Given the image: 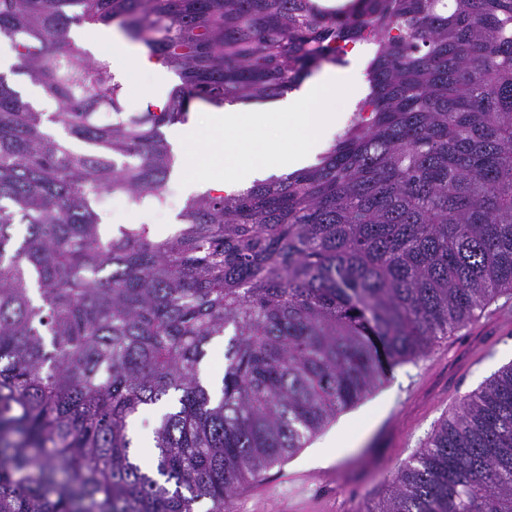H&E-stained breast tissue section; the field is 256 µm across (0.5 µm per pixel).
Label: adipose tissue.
<instances>
[{
	"instance_id": "1",
	"label": "adipose tissue",
	"mask_w": 512,
	"mask_h": 512,
	"mask_svg": "<svg viewBox=\"0 0 512 512\" xmlns=\"http://www.w3.org/2000/svg\"><path fill=\"white\" fill-rule=\"evenodd\" d=\"M363 89L355 68L328 67L305 81L301 90L274 101L240 107L226 104L207 108L206 121L188 119L176 124L177 147H198L183 171L186 190L206 182L232 192L275 171L293 172L314 164L336 138V111L349 109ZM283 134L287 151L268 137Z\"/></svg>"
}]
</instances>
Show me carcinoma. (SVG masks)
I'll use <instances>...</instances> for the list:
<instances>
[{
	"label": "carcinoma",
	"mask_w": 512,
	"mask_h": 512,
	"mask_svg": "<svg viewBox=\"0 0 512 512\" xmlns=\"http://www.w3.org/2000/svg\"><path fill=\"white\" fill-rule=\"evenodd\" d=\"M82 24L179 77L163 108L125 111ZM2 37L55 110L0 75V512H234L384 365L512 294V0H0ZM363 44L369 92L317 165L191 195L165 237L102 231L114 197L166 206L162 128L192 102L281 96ZM172 392L145 462L129 421ZM365 512H512V363ZM112 30L119 32L114 26L100 27V26H79L73 27L72 37L76 43L83 49L88 50L94 58H108L112 61L113 44L109 39H102L93 43H88L82 39V35L91 31H100L105 34L112 33ZM221 376L224 373V340L215 341L209 346L207 355L201 365V379L205 384L206 374Z\"/></svg>",
	"instance_id": "1"
}]
</instances>
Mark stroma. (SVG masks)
Here are the masks:
<instances>
[{
    "label": "stroma",
    "mask_w": 512,
    "mask_h": 512,
    "mask_svg": "<svg viewBox=\"0 0 512 512\" xmlns=\"http://www.w3.org/2000/svg\"><path fill=\"white\" fill-rule=\"evenodd\" d=\"M187 194L181 178L169 187L168 204L161 210L128 214L122 209L106 212L104 227L144 222L171 232ZM488 312L458 332L441 337L425 355L393 367L383 387L384 400L371 410L372 425L361 444H352L346 434H336L343 455L330 465L336 478V491L351 506H366L368 498L378 497L386 478L412 456L421 442L447 415L451 399H463L479 389L502 366L511 362L512 334L489 338L490 343L478 362H471L472 346L482 337ZM309 473V466L291 458L272 467L263 478L265 496L253 497L248 491L235 496L236 512H289L301 500L300 493L278 480L280 471Z\"/></svg>",
    "instance_id": "1"
}]
</instances>
